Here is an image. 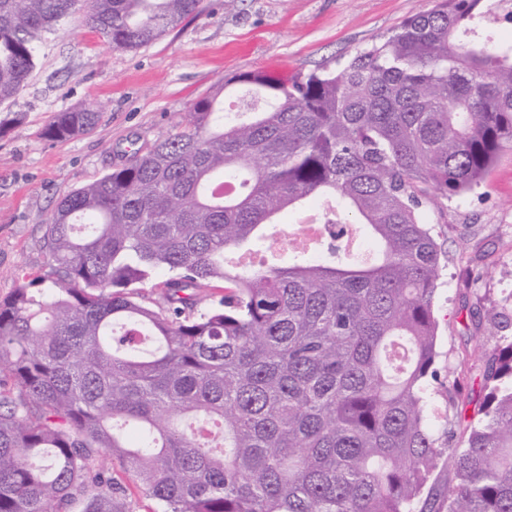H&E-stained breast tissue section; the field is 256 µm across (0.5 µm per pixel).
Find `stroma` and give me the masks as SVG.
I'll return each instance as SVG.
<instances>
[{
  "label": "stroma",
  "mask_w": 512,
  "mask_h": 512,
  "mask_svg": "<svg viewBox=\"0 0 512 512\" xmlns=\"http://www.w3.org/2000/svg\"><path fill=\"white\" fill-rule=\"evenodd\" d=\"M429 0H203L189 17L135 51L113 48L85 21L65 17L35 47V68L12 106L23 120L0 135V299L24 279L49 274L45 226L67 192L129 164L134 153L175 132L190 105L219 94L224 81L251 71L292 76L332 70L380 42ZM100 112L96 129L63 142L43 129L55 113ZM447 255L433 302L438 367L476 378L474 349H492L470 317H487L512 297V147H504L480 185L444 204L435 227ZM491 252L490 262L477 250Z\"/></svg>",
  "instance_id": "obj_1"
}]
</instances>
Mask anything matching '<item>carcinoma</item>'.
Here are the masks:
<instances>
[{
	"instance_id": "carcinoma-1",
	"label": "carcinoma",
	"mask_w": 512,
	"mask_h": 512,
	"mask_svg": "<svg viewBox=\"0 0 512 512\" xmlns=\"http://www.w3.org/2000/svg\"><path fill=\"white\" fill-rule=\"evenodd\" d=\"M432 2L336 71L225 82L245 87L238 111L202 97L60 199L44 232L55 276L0 300V512H136L104 457L163 512H512L511 311L484 325L496 345L478 386L448 383L439 435L430 405L431 215L512 146V45L486 32L512 0ZM201 6L0 0V104L34 43L82 8L134 51ZM98 120L59 112L43 136ZM321 198L316 255L276 263L279 216ZM255 238L269 260L239 262Z\"/></svg>"
}]
</instances>
